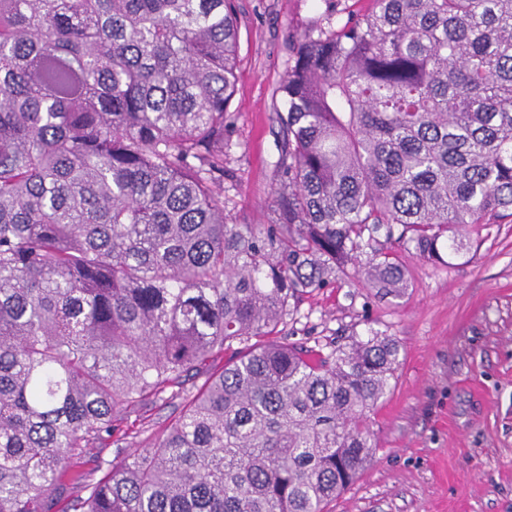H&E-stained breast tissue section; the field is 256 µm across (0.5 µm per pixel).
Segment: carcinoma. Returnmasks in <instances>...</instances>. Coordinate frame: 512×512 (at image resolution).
<instances>
[{
    "instance_id": "obj_1",
    "label": "carcinoma",
    "mask_w": 512,
    "mask_h": 512,
    "mask_svg": "<svg viewBox=\"0 0 512 512\" xmlns=\"http://www.w3.org/2000/svg\"><path fill=\"white\" fill-rule=\"evenodd\" d=\"M366 2L292 38L255 227L224 213L235 0H0V512L65 481L76 512H327L370 463L398 342L275 336L512 218V0ZM226 349L152 447L81 469L118 407Z\"/></svg>"
}]
</instances>
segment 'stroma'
Returning <instances> with one entry per match:
<instances>
[{"mask_svg": "<svg viewBox=\"0 0 512 512\" xmlns=\"http://www.w3.org/2000/svg\"><path fill=\"white\" fill-rule=\"evenodd\" d=\"M236 89L224 205L233 223L275 218L281 136L272 94L288 69L292 35L325 0H236ZM466 263L433 267L409 257L412 286L399 300L338 281L307 295L282 329L311 347L377 331L398 341L390 391L370 416L371 463L329 512H512V223L475 228ZM185 405L120 409L112 434L88 449L86 468L149 447Z\"/></svg>", "mask_w": 512, "mask_h": 512, "instance_id": "1", "label": "stroma"}]
</instances>
